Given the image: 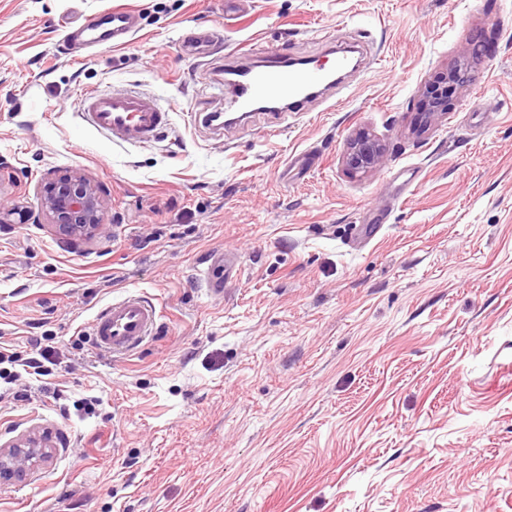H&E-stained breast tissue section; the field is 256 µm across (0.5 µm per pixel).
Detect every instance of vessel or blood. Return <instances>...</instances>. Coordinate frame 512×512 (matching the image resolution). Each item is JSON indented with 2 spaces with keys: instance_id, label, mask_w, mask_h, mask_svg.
<instances>
[{
  "instance_id": "vessel-or-blood-1",
  "label": "vessel or blood",
  "mask_w": 512,
  "mask_h": 512,
  "mask_svg": "<svg viewBox=\"0 0 512 512\" xmlns=\"http://www.w3.org/2000/svg\"><path fill=\"white\" fill-rule=\"evenodd\" d=\"M135 29L136 17L131 11L110 7L83 18L73 32L85 46L107 49L124 46ZM327 75L323 67L287 69L281 58L271 55L237 85L228 105L246 115L258 100L280 99L297 106L303 103L306 90L326 81ZM82 117L86 125L115 143H144L153 140L168 125L170 112L155 99L135 92H94L84 97ZM212 261L224 268L223 278L205 280L208 297L217 301L223 298L224 284L235 277L237 269L235 257L229 252L213 256ZM157 319L152 298L141 293L128 294L97 312L90 325V336L102 355H129L152 335Z\"/></svg>"
}]
</instances>
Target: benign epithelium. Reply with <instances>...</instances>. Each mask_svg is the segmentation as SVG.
<instances>
[{
  "label": "benign epithelium",
  "instance_id": "obj_1",
  "mask_svg": "<svg viewBox=\"0 0 512 512\" xmlns=\"http://www.w3.org/2000/svg\"><path fill=\"white\" fill-rule=\"evenodd\" d=\"M460 82L458 69L448 70V85L430 84L423 90V111L434 117L448 111V86ZM382 148L370 134L361 132L349 141L346 163L355 173L380 166ZM42 212L59 232L70 238L91 237L103 226L105 210L95 186L82 176L70 175L49 181L40 197ZM52 453L46 435L31 431L0 446V481H18L26 471L46 462Z\"/></svg>",
  "mask_w": 512,
  "mask_h": 512
}]
</instances>
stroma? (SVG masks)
<instances>
[{
	"instance_id": "stroma-1",
	"label": "stroma",
	"mask_w": 512,
	"mask_h": 512,
	"mask_svg": "<svg viewBox=\"0 0 512 512\" xmlns=\"http://www.w3.org/2000/svg\"><path fill=\"white\" fill-rule=\"evenodd\" d=\"M111 5L138 13L128 43L72 49L70 22ZM236 8L0 0V337L23 359L43 338L65 399L34 380L0 401V444H56L0 483V512H512V0ZM200 30L210 54L187 55ZM355 43V68L285 120L213 122L226 70ZM452 66L463 85L422 128ZM123 89L170 107L154 141L82 124L85 92ZM361 129L383 162L354 176ZM75 173L105 207L90 239L40 210ZM224 250L240 275L214 302L198 274ZM134 292L153 339L97 355L91 320ZM423 111L425 115L428 117L426 119H430L442 112H447L448 110V86H440L436 84H429L423 90V103H422ZM428 120L425 124L428 123Z\"/></svg>"
}]
</instances>
